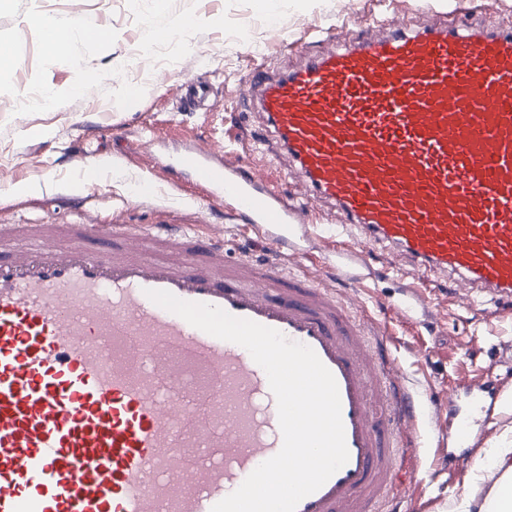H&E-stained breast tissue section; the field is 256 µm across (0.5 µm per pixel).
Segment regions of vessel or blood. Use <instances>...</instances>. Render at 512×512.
<instances>
[{"instance_id":"obj_1","label":"vessel or blood","mask_w":512,"mask_h":512,"mask_svg":"<svg viewBox=\"0 0 512 512\" xmlns=\"http://www.w3.org/2000/svg\"><path fill=\"white\" fill-rule=\"evenodd\" d=\"M425 10L429 25L253 72L242 105L287 154L301 201L210 148L178 157L266 236V263L175 224H0V512H211L280 450L265 371L151 290L274 328L334 375L349 459L296 512H394L428 398L384 323L295 268L315 200L336 214L337 275L361 280L378 259L512 304V28ZM214 107L209 84L183 85L178 111ZM465 393L469 414L448 419L461 452L472 412L502 397L489 380Z\"/></svg>"}]
</instances>
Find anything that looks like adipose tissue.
<instances>
[{
    "mask_svg": "<svg viewBox=\"0 0 512 512\" xmlns=\"http://www.w3.org/2000/svg\"><path fill=\"white\" fill-rule=\"evenodd\" d=\"M474 492L456 512H512V447L489 449L473 467Z\"/></svg>",
    "mask_w": 512,
    "mask_h": 512,
    "instance_id": "1",
    "label": "adipose tissue"
}]
</instances>
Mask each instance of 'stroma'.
<instances>
[{"instance_id": "35a3bbf8", "label": "stroma", "mask_w": 512, "mask_h": 512, "mask_svg": "<svg viewBox=\"0 0 512 512\" xmlns=\"http://www.w3.org/2000/svg\"><path fill=\"white\" fill-rule=\"evenodd\" d=\"M422 0H356L345 18L339 0H276L264 11L258 0H5L0 42L19 59L0 71V223L183 224L223 235L230 256L267 259L263 234L245 230L232 203L212 201L164 161L186 144L227 152L249 170H261L286 198L300 187L288 177V158L256 144V125L239 118L236 87L262 65L281 69L330 51L334 41L375 34L376 19L417 27L427 21ZM449 23L460 27H512V0H446ZM92 30L74 40L61 61L44 50L41 17ZM173 30L168 40L149 31ZM153 50L159 75L136 69L135 52ZM98 76L81 88L83 72ZM209 82L212 112H180L176 99L188 81ZM56 91L46 109H24L21 99ZM338 295L357 293L364 313L385 323L408 382L418 389H454L497 380L512 392V310L484 298L449 300L441 278L425 283L423 302L406 303L395 272L373 265L362 281L324 269ZM473 449L445 466L438 437L446 430L426 413L423 442L406 466L417 473L413 495L397 498L400 512H453L470 489L472 465L487 449L512 436V409L480 413Z\"/></svg>"}]
</instances>
